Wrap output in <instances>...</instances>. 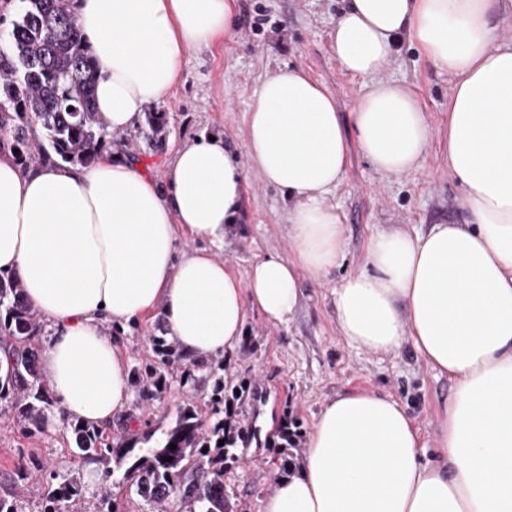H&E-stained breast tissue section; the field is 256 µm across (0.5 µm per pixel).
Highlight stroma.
<instances>
[{
  "label": "stroma",
  "instance_id": "1",
  "mask_svg": "<svg viewBox=\"0 0 512 512\" xmlns=\"http://www.w3.org/2000/svg\"><path fill=\"white\" fill-rule=\"evenodd\" d=\"M343 7L344 0H238L231 33L210 48L188 49L182 82L156 104V111L167 115L162 132L152 134L141 121L112 135L110 150L138 158L160 184L182 141L219 135L232 147L247 174L245 206L216 255L238 277L247 276L258 256L289 253L288 198L254 171L245 150L249 106L267 76L289 66L321 81L336 100L346 133L354 131L352 111L363 87L338 64L331 42ZM381 77L418 99L432 130L430 145L417 170L382 176L369 166L357 142H350L335 197L345 226L341 265L325 277L301 274L299 305L283 323H269L257 309H248L238 345L222 354L229 385L247 387L235 403L237 421L257 422L273 438L285 421L298 434L296 444L288 447L274 438L270 444L252 440L236 449L235 460L224 464L231 512H260L274 490L272 472L288 477L299 471L308 433L323 404L337 393H390L415 417L427 443L436 439V419L451 392L448 378L438 375L409 344L386 354L352 347L336 324L331 296L343 276L364 269L366 246L377 230L396 227L415 234L436 223L471 220L465 189L449 174L443 150L452 81L407 39ZM101 328L120 336L132 367L154 361L153 339L167 333L159 313L123 334L107 320ZM213 387V379L196 361L179 360L169 368L167 388L152 399L142 400L139 386H131L123 412L100 428V437L112 443L127 432L163 431L186 407L209 421ZM107 467L111 480L86 475L62 407L27 429L11 403L0 402V498L12 501L18 512H41L48 490L66 476L75 478L81 489L79 512H99L105 492L116 512H152L133 488L122 484L123 466L112 459Z\"/></svg>",
  "mask_w": 512,
  "mask_h": 512
}]
</instances>
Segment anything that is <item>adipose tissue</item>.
<instances>
[{"label": "adipose tissue", "instance_id": "adipose-tissue-1", "mask_svg": "<svg viewBox=\"0 0 512 512\" xmlns=\"http://www.w3.org/2000/svg\"><path fill=\"white\" fill-rule=\"evenodd\" d=\"M98 68L108 131L133 127L181 81L188 48L230 34L237 0H73ZM501 0H347L331 39L363 81L352 114L359 148L382 175L419 167L432 132L417 99L383 80L402 39L453 80L448 170L472 220L412 235L376 231L364 270L332 290L350 345L404 343L451 394L435 455L391 395L341 392L307 437L300 470L276 477L261 512H512V42L498 38ZM245 146L253 168L288 196L289 254L268 253L240 280L213 250L242 213L246 174L223 138L174 150L164 184L140 161L104 153L87 167L21 169L0 153V275L52 325L41 371L71 420L111 423L129 399L121 345L100 322L162 312L190 357L233 350L248 308L273 324L301 294L299 271L324 276L343 258L334 195L349 145L323 84L280 68L261 85Z\"/></svg>", "mask_w": 512, "mask_h": 512}]
</instances>
